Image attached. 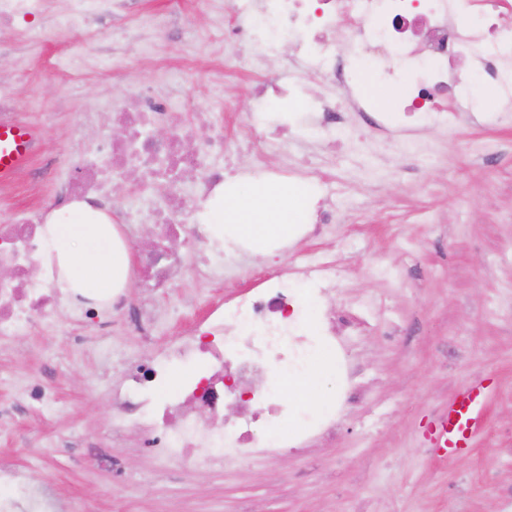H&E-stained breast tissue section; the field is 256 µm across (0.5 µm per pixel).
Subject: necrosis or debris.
Returning a JSON list of instances; mask_svg holds the SVG:
<instances>
[{"label": "necrosis or debris", "instance_id": "necrosis-or-debris-1", "mask_svg": "<svg viewBox=\"0 0 512 512\" xmlns=\"http://www.w3.org/2000/svg\"><path fill=\"white\" fill-rule=\"evenodd\" d=\"M272 2V13L262 17L258 0H231V23L221 33L224 48L236 50L245 36V28L238 24L243 17H262L276 33L260 52L250 55L252 67H261L276 50L278 35L293 37L286 67L317 57L336 90L335 96L316 97L303 120L335 140L346 138L336 128L340 110L358 113L367 125L383 132L397 125L353 81L348 56L359 49L372 55L382 79H397V58L421 70L404 108L411 123L443 126L451 112L459 111L462 81L450 75L459 57L481 67L497 86L502 107H512V28L498 26L494 0H477L480 12L487 15L481 28L458 15L455 0ZM342 16L350 18L353 28L348 41L339 45L327 32ZM180 110L171 97L139 91L133 104L113 106L112 134L85 145L76 170L61 177L60 199L77 198L111 211L124 244H131L137 225L152 227L151 247L139 253L127 275L140 288L144 302H135L116 288L108 307L81 302L71 309L70 322L98 326L110 309L123 314L126 334L148 340L162 320L152 298L174 287L187 265H194L197 277L212 287L233 286L236 262L221 264L203 256L210 244L207 230L186 220L201 198L223 186L224 158L233 147L213 113H197L194 125L185 126L175 120ZM157 125L167 128L165 137L152 135ZM195 171L203 175L201 184L186 185L184 175ZM118 181L134 186L135 208L116 209L111 197ZM43 216L41 207L24 203L0 224V267L11 271L9 279L0 280V337L25 329L39 331L58 321L57 290L49 278L36 273ZM336 277L335 261L309 256L292 268L260 273L234 296L218 301L160 358L130 365L123 384L111 394L110 430L138 429L144 447L180 476L257 464L333 435L356 393L357 377L344 341L355 320L336 310ZM316 348L334 355L339 381L332 404L304 418L285 384L305 372L307 356ZM173 362L189 365L191 373L169 393L165 386ZM228 400L243 410L242 418L225 421ZM259 422L267 431L262 438L254 433ZM0 486L13 491L0 499V512H90L77 502H62L51 487L27 490L23 471L9 463L0 464ZM22 489L28 492L23 499L17 496Z\"/></svg>", "mask_w": 512, "mask_h": 512}]
</instances>
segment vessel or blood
I'll use <instances>...</instances> for the list:
<instances>
[{"mask_svg": "<svg viewBox=\"0 0 512 512\" xmlns=\"http://www.w3.org/2000/svg\"><path fill=\"white\" fill-rule=\"evenodd\" d=\"M40 139L39 128L28 123L0 126L1 183L10 182L16 170L29 161ZM486 396V387L479 383L457 393L435 430L436 453L453 457L468 450L483 421Z\"/></svg>", "mask_w": 512, "mask_h": 512, "instance_id": "vessel-or-blood-1", "label": "vessel or blood"}]
</instances>
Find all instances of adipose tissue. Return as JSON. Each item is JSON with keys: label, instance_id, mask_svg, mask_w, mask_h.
<instances>
[{"label": "adipose tissue", "instance_id": "ef3b65f1", "mask_svg": "<svg viewBox=\"0 0 512 512\" xmlns=\"http://www.w3.org/2000/svg\"><path fill=\"white\" fill-rule=\"evenodd\" d=\"M304 203L299 184L257 182L245 194L232 186L208 198L199 220L215 242L228 237L262 245L287 239ZM42 237L46 251L39 273L56 278L63 292L100 300L124 283L131 253L105 212L71 203L48 217Z\"/></svg>", "mask_w": 512, "mask_h": 512}]
</instances>
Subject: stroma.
<instances>
[{"label":"stroma","mask_w":512,"mask_h":512,"mask_svg":"<svg viewBox=\"0 0 512 512\" xmlns=\"http://www.w3.org/2000/svg\"><path fill=\"white\" fill-rule=\"evenodd\" d=\"M227 3L195 9L136 0L80 29L55 23L73 0H41L39 12L17 16L0 34V85L25 101L21 121L42 128L40 165L52 173L78 160L83 142L108 134L106 107L143 88L180 97L182 121L223 113L238 141L265 135L294 110L272 94L256 104L257 88L294 81L304 103L327 93L315 68L284 71L286 38L261 69L219 64L209 36ZM146 15L162 18L164 29L143 25ZM144 42L158 43L156 56L138 53ZM70 50L83 56L74 77L51 66ZM170 69L181 82L165 79ZM474 84L486 107L466 101L447 126H416L411 136L424 143L422 153H394L342 112L338 125L357 129L362 142L340 149L318 131L294 129L274 157L305 183L326 182L336 221L287 249L252 253L239 274L277 270L301 252L336 256V308H358L369 328L347 338L359 387L335 434L299 455L177 480L135 431L112 439L121 475L86 456L108 426L109 393L123 366L159 355L191 327L174 305L201 316L217 300L190 272L155 297L163 320L151 341L111 333L110 361L79 348L67 324L1 341L0 369L11 377L0 382V404L16 399L18 379L33 376L53 385L56 406L28 410L23 427H0V458L26 470L29 485L48 482L62 499L96 500L100 512H512V112L500 110L482 75ZM253 110L254 127L235 126V113ZM79 118L85 124L76 133ZM473 383L490 393L471 451L433 454L449 401ZM61 438L70 452L57 451Z\"/></svg>","instance_id":"35a3bbf8"}]
</instances>
